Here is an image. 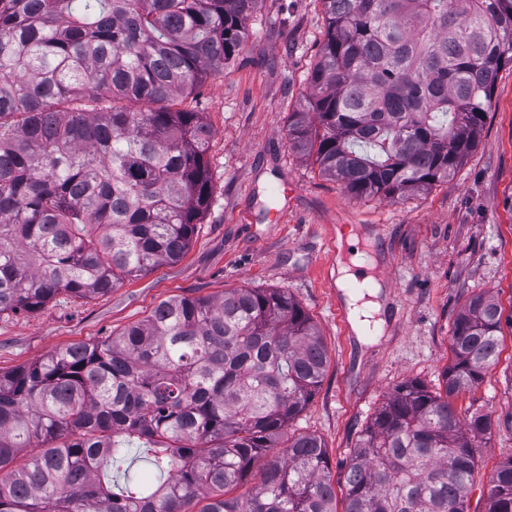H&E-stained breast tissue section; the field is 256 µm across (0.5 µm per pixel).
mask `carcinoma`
<instances>
[{
  "label": "carcinoma",
  "mask_w": 512,
  "mask_h": 512,
  "mask_svg": "<svg viewBox=\"0 0 512 512\" xmlns=\"http://www.w3.org/2000/svg\"><path fill=\"white\" fill-rule=\"evenodd\" d=\"M257 3L0 0V312L104 295L185 255L211 197V129L176 101L238 55ZM321 3L289 147L351 195L448 179L512 64V0ZM501 315L495 295L472 297L444 394L407 382L376 411L343 463V512H467L491 422L451 398L498 360ZM326 365L286 291L233 288L0 372V512H336L324 443L288 433ZM133 445L168 477L113 489L99 471ZM260 458V484L229 495ZM486 512H512V457Z\"/></svg>",
  "instance_id": "1"
}]
</instances>
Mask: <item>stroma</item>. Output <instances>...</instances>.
Listing matches in <instances>:
<instances>
[{
	"label": "stroma",
	"instance_id": "1",
	"mask_svg": "<svg viewBox=\"0 0 512 512\" xmlns=\"http://www.w3.org/2000/svg\"><path fill=\"white\" fill-rule=\"evenodd\" d=\"M248 30L235 60L183 102L212 131L210 206L186 255L103 296L62 292L37 312L0 313V371L105 340L173 297L284 289L328 356L319 389L288 431L322 440L342 512V463L361 431L398 385L442 390L454 323L475 294L489 292L502 306L499 359L453 400L491 420L467 501L468 512H485L489 479L512 457V65L500 70L476 144L448 180L401 198L354 197L286 139L325 40L320 0H260ZM351 234L386 277L377 297L383 332L366 344L336 317L345 298L335 290V251Z\"/></svg>",
	"mask_w": 512,
	"mask_h": 512
}]
</instances>
